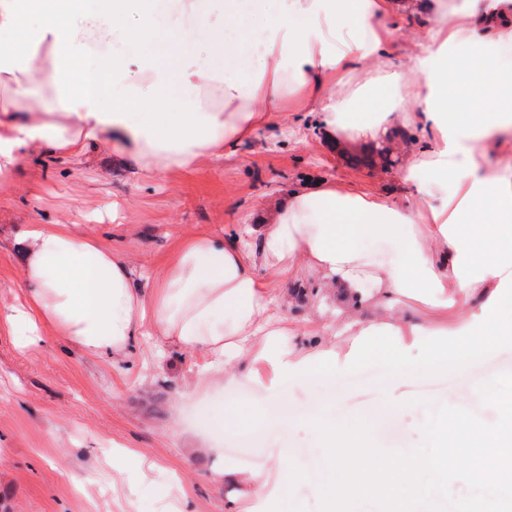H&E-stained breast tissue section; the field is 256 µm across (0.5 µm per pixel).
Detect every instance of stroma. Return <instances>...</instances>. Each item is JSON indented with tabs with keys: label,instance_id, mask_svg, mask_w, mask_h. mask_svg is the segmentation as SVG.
Here are the masks:
<instances>
[{
	"label": "stroma",
	"instance_id": "obj_1",
	"mask_svg": "<svg viewBox=\"0 0 512 512\" xmlns=\"http://www.w3.org/2000/svg\"><path fill=\"white\" fill-rule=\"evenodd\" d=\"M368 154L360 146L332 153L317 116L298 112L189 174L140 177L94 154L79 165L27 157L14 183L0 187V302L13 299L16 238L26 224L94 225L113 249L157 277L164 256L197 228L221 234L254 223L264 201L309 178L402 196L397 173L352 165V157ZM361 347L362 359L336 379L285 383L292 424L277 427L249 415L264 401L262 389L234 383L190 395L201 358L174 353L162 361L146 343L118 364L58 343L23 353L1 331L0 512H120L129 498L138 512H169L163 493L176 481L188 512H224L225 464L253 467L285 448L292 470L319 467L323 449L302 424L312 410L337 421L366 416L381 447L398 439L406 450L420 443L421 425L449 394L466 397L481 420L497 419L477 387L512 371V349L450 373H427L429 393L384 418L379 409L393 365L373 342ZM223 406L233 409L237 425L224 432L222 456H192L190 447L208 430L204 412ZM121 448L143 457L144 468L116 474L112 455Z\"/></svg>",
	"mask_w": 512,
	"mask_h": 512
}]
</instances>
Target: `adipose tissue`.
Masks as SVG:
<instances>
[{"label": "adipose tissue", "instance_id": "1", "mask_svg": "<svg viewBox=\"0 0 512 512\" xmlns=\"http://www.w3.org/2000/svg\"><path fill=\"white\" fill-rule=\"evenodd\" d=\"M174 10L183 34L164 64L154 0H0V32L17 35L0 46V185L33 152L190 172L289 113L315 112L332 148L398 150L408 192L328 179L288 189L232 237L187 236L154 281L87 229L26 225L17 294L0 306V331L20 351L58 340L118 363L147 336L157 354L204 356L196 387L238 379L281 407L283 382L336 376L355 363L356 339L382 334L394 416L415 366L512 346L501 313L512 301V0H174ZM413 15L423 29L403 28ZM204 48L223 67L204 66ZM402 128L413 137L397 139ZM369 238L388 250L359 248ZM305 270L318 276L305 300L319 313L298 341L285 284ZM287 456L225 467L236 490L224 512H286L304 479Z\"/></svg>", "mask_w": 512, "mask_h": 512}]
</instances>
